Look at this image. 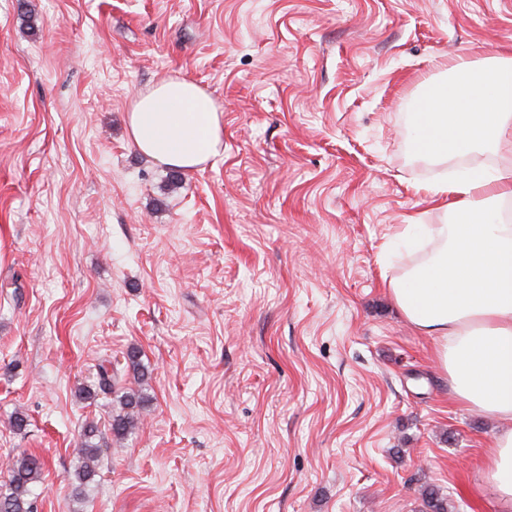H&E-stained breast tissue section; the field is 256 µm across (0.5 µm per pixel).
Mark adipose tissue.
Masks as SVG:
<instances>
[{"label":"adipose tissue","mask_w":512,"mask_h":512,"mask_svg":"<svg viewBox=\"0 0 512 512\" xmlns=\"http://www.w3.org/2000/svg\"><path fill=\"white\" fill-rule=\"evenodd\" d=\"M452 80L417 115L430 154L461 155L512 139V57L478 74L450 66ZM127 134L156 162L193 172L224 146L219 109L194 81L166 77L131 102ZM449 199L450 220L428 226L433 250L391 280L403 317L434 338L454 401L500 426L488 448L484 485L512 512V224L498 206L512 200V172L476 171L431 186Z\"/></svg>","instance_id":"obj_1"}]
</instances>
